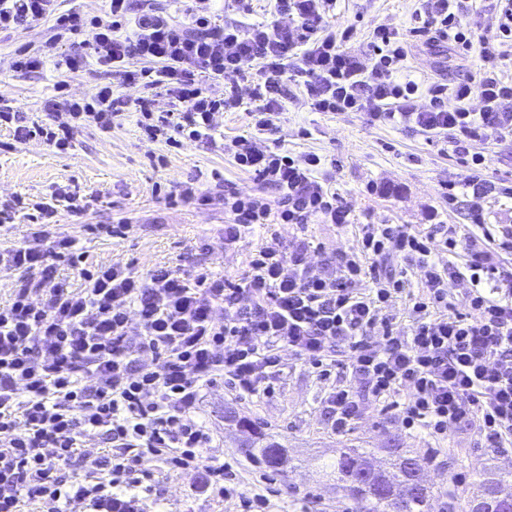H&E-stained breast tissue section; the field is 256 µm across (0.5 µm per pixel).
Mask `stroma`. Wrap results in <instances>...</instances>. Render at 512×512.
<instances>
[{"label":"stroma","instance_id":"1","mask_svg":"<svg viewBox=\"0 0 512 512\" xmlns=\"http://www.w3.org/2000/svg\"><path fill=\"white\" fill-rule=\"evenodd\" d=\"M205 5L221 22H265L273 9L271 0H206ZM422 6V0H336L327 20L332 25L353 26V46L367 54L374 28L388 24L405 31ZM90 38V32H83L59 49L60 54L87 59L81 71L69 78L79 94L91 93L108 79L87 57ZM481 64L475 52L460 64L452 51L433 55L420 46L407 60L409 69L429 82L474 74ZM60 79V73L50 67L24 72L0 66V105L20 112L24 121L44 120L42 102L55 96ZM283 84L288 91L279 132L283 145L297 155L311 151L321 156L322 174L338 197L352 205L357 223L345 227L310 224L303 229L276 224L251 237V246H260L273 236L284 243L300 236L324 255L350 252L357 248L356 226L365 218L420 229L430 207L440 209L444 223L467 225L471 197H461L451 207L444 201L449 176L464 170L457 155L441 151L410 129L369 125L359 114L332 117L309 112L294 80L284 79ZM161 155L166 158L162 164L157 161ZM215 172L240 190L254 188L230 156L206 146L168 150L164 144L140 140L130 121L107 135L92 127L79 129L73 148L65 153L41 141L14 142L0 129V202L16 194L46 201L57 186L68 184L80 193L99 195V206L85 214L59 210L62 231L77 238L94 260L127 264L143 276L159 266L191 274L208 271L231 279L244 276L245 252L224 247L223 209L170 204L153 192L154 186L166 188L190 179L207 187ZM484 177L489 191L481 204L488 223L512 226V197L499 192L500 187L512 186V142L490 149ZM370 183L379 186V193L367 194ZM122 218L129 220L131 228L121 239L99 238L85 230L89 224H110ZM286 363L270 390L254 396H238L224 382H216L206 393L201 413L215 435L205 456L230 464L245 490L265 495L269 512H345L333 483L320 471L321 464L343 447L366 449L382 462L398 455L420 459L434 491L430 512H448L452 496L467 500L489 472H512V447L489 451L477 426L451 431L447 439L438 440L406 430L399 408L393 405L369 406L349 432L336 433L325 410L328 396L346 385L362 395L364 385L339 369L325 378L294 357H287ZM243 417L282 443L288 455L285 466L277 470L251 461L244 452L250 433L237 424ZM145 465L153 470L163 491L162 512L238 510L236 502L196 494L198 473L173 472L153 459Z\"/></svg>","mask_w":512,"mask_h":512}]
</instances>
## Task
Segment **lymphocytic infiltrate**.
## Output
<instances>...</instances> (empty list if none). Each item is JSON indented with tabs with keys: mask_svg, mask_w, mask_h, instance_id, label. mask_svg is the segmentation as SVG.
Returning <instances> with one entry per match:
<instances>
[{
	"mask_svg": "<svg viewBox=\"0 0 512 512\" xmlns=\"http://www.w3.org/2000/svg\"><path fill=\"white\" fill-rule=\"evenodd\" d=\"M334 0H275L261 23L218 25L204 8L190 23L151 8L132 12L129 0H107L96 15L60 11L58 0H0V31L53 18L51 37L21 50L9 63L36 72L47 63L78 72L81 59L60 58L59 45L93 29L90 55L111 82L91 96L72 95L64 111L46 102L48 122L26 123L0 110V128L15 141L41 140L60 152L86 126L111 132L128 105L149 141L180 149L219 146L260 185L244 193L184 181L164 198L200 209H224V246L246 250L243 278L194 276L158 267L141 276L130 265L97 263L75 237L54 228L56 201L81 215L97 204L57 188L55 200L36 204L26 240L0 246V274L14 278L0 301V512H150L156 494L145 459L171 470H197L202 492L237 499L240 512L265 507L264 495L241 490L229 464L203 461L213 438L198 418L203 391L225 379L239 396L259 394L285 370L284 352L322 370L339 366L364 384L360 397L342 388L326 400L336 432L349 431L367 401L404 395L407 429L447 438L449 430L478 424L488 448L512 446V272L501 256L512 252V230L492 231L473 205V235L437 223L358 226L357 249L311 261L305 239L247 249L246 238L273 224L345 226L353 209L316 172L321 158L284 151L277 139L291 70L311 111L362 114L370 125L412 129L452 149L464 173L448 180L447 201L464 190L481 195L488 147L512 141V0H495L498 24L476 36L460 21V0H427L409 36L459 57L479 52L477 76L421 86L407 65L405 39L381 25L372 34L370 63L348 49L352 27L326 25ZM408 36V37H409ZM142 61L131 69V60ZM261 107L254 132L218 140L219 120L243 101L239 81L248 71ZM164 90L169 108L149 97L129 99L126 88ZM223 85L215 93L214 85ZM479 95L480 109L468 105ZM274 189L268 197L266 189ZM464 255L443 265L439 254ZM397 257L399 273H381L377 259ZM68 274H61V267ZM421 292L409 294L412 280ZM462 288L453 298L449 287ZM408 298L409 331L387 313ZM100 449L86 463L87 441Z\"/></svg>",
	"mask_w": 512,
	"mask_h": 512,
	"instance_id": "f902f5d3",
	"label": "lymphocytic infiltrate"
}]
</instances>
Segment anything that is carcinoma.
I'll return each mask as SVG.
<instances>
[{
  "label": "carcinoma",
  "mask_w": 512,
  "mask_h": 512,
  "mask_svg": "<svg viewBox=\"0 0 512 512\" xmlns=\"http://www.w3.org/2000/svg\"><path fill=\"white\" fill-rule=\"evenodd\" d=\"M237 423L254 431L252 444L256 448L252 449V454L258 462L276 467L278 460L286 458L281 444L258 431L251 422L239 419ZM370 465L369 453L342 448L334 461L322 466L323 476L352 501L346 512H392V494L401 499V512H428L433 491L429 485L419 486L420 465L415 458L399 455L391 467L367 475L365 470ZM511 480L509 472H499L485 479L465 504L449 503L448 512H512V503H505L498 497L503 485Z\"/></svg>",
  "instance_id": "1"
}]
</instances>
